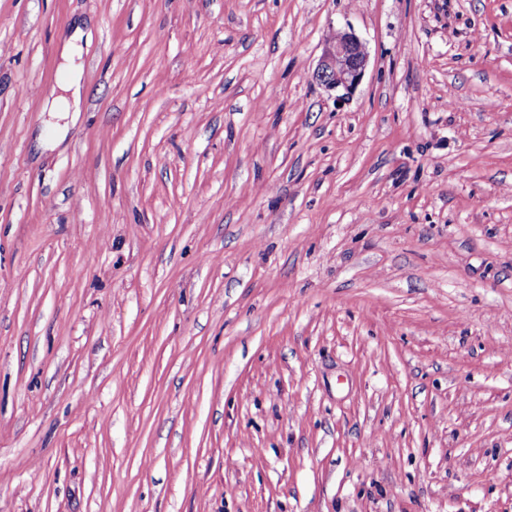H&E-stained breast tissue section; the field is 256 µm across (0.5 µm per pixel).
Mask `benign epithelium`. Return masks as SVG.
<instances>
[{
    "instance_id": "7a95c632",
    "label": "benign epithelium",
    "mask_w": 512,
    "mask_h": 512,
    "mask_svg": "<svg viewBox=\"0 0 512 512\" xmlns=\"http://www.w3.org/2000/svg\"><path fill=\"white\" fill-rule=\"evenodd\" d=\"M367 65V52L350 29L338 30L324 40L313 77L328 91H339L337 100L348 98L360 83Z\"/></svg>"
}]
</instances>
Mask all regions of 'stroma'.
<instances>
[{
    "label": "stroma",
    "mask_w": 512,
    "mask_h": 512,
    "mask_svg": "<svg viewBox=\"0 0 512 512\" xmlns=\"http://www.w3.org/2000/svg\"><path fill=\"white\" fill-rule=\"evenodd\" d=\"M0 512H512V0H0ZM367 65V52L350 29L337 30L324 40L313 77L327 91H343L336 100L348 98L360 83ZM75 40H77V36H72L65 48L63 56L66 62V77L65 83H63V89L68 96L56 98L53 101V105L57 106L61 112H80V103H81V74L78 67L74 64V57L76 55V45ZM70 98V99H69Z\"/></svg>",
    "instance_id": "35a3bbf8"
}]
</instances>
